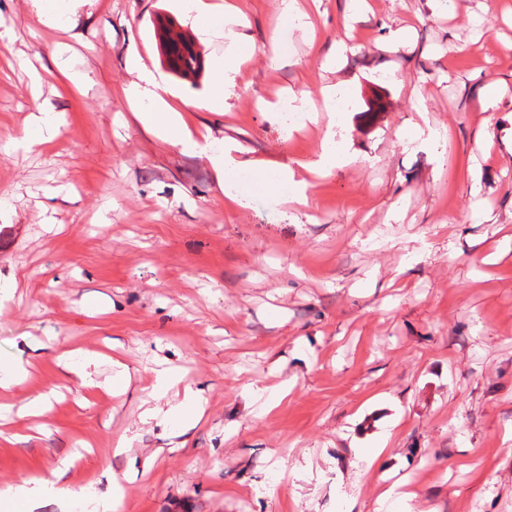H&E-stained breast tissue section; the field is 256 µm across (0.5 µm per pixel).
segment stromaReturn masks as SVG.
I'll return each instance as SVG.
<instances>
[{"label": "stroma", "instance_id": "obj_1", "mask_svg": "<svg viewBox=\"0 0 512 512\" xmlns=\"http://www.w3.org/2000/svg\"><path fill=\"white\" fill-rule=\"evenodd\" d=\"M236 2L248 60L234 95L207 104L211 71L184 80L161 61L159 18L192 31L175 0H91L65 30L0 0V285L15 283L0 363L29 371L0 403L49 404L0 417V485L74 454V488L122 483L117 512H374L394 474L416 478L429 512H512V252L495 257L512 236V0H369L349 29L346 0H297L306 24L283 0ZM133 50L194 138L237 164L243 206L205 154L139 124ZM328 86L343 111L286 126L283 106L321 103ZM42 105L58 136L8 147ZM330 128L339 160L310 174ZM300 188L307 205L285 202ZM64 350L112 355L130 387L101 389L110 362L78 386ZM166 368L182 374L167 401L190 391L205 406L181 448L141 420L142 389ZM283 381L290 394L264 412L256 388ZM124 435L130 451L113 456ZM383 435L388 455L365 468L357 449Z\"/></svg>", "mask_w": 512, "mask_h": 512}]
</instances>
